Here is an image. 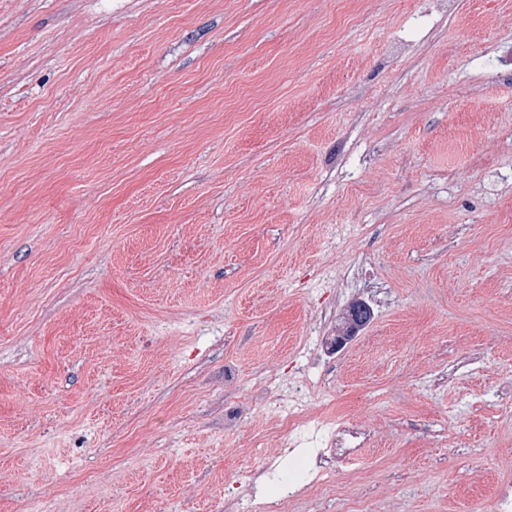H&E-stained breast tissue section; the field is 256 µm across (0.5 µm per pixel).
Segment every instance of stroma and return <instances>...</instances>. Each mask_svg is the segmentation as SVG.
<instances>
[{
	"mask_svg": "<svg viewBox=\"0 0 512 512\" xmlns=\"http://www.w3.org/2000/svg\"><path fill=\"white\" fill-rule=\"evenodd\" d=\"M512 0H0V512H464L512 487ZM370 323L336 353L354 302ZM277 383L358 430L315 484Z\"/></svg>",
	"mask_w": 512,
	"mask_h": 512,
	"instance_id": "35a3bbf8",
	"label": "stroma"
}]
</instances>
